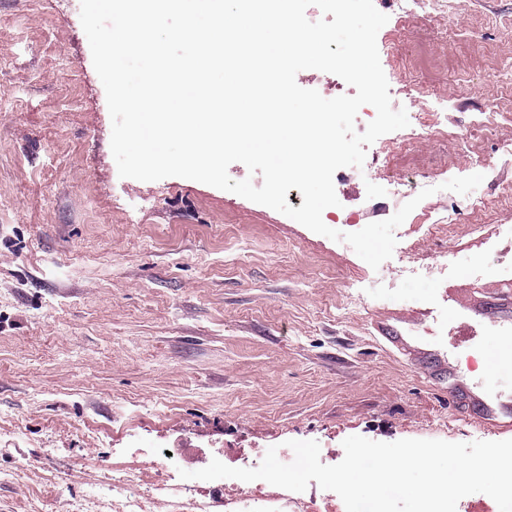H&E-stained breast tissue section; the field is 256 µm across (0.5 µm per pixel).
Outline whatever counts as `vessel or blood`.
<instances>
[{
    "label": "vessel or blood",
    "mask_w": 512,
    "mask_h": 512,
    "mask_svg": "<svg viewBox=\"0 0 512 512\" xmlns=\"http://www.w3.org/2000/svg\"><path fill=\"white\" fill-rule=\"evenodd\" d=\"M448 340L440 344L417 336L414 328L384 331L385 346L421 368L428 381L447 390L454 405L474 413L478 423L494 432H512V393L502 383L512 371V293L501 291L467 307L455 288L446 289ZM485 347V379L474 385L448 360L449 353L471 344Z\"/></svg>",
    "instance_id": "vessel-or-blood-1"
}]
</instances>
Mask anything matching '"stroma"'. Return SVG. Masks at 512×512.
Here are the masks:
<instances>
[{
    "label": "stroma",
    "instance_id": "1",
    "mask_svg": "<svg viewBox=\"0 0 512 512\" xmlns=\"http://www.w3.org/2000/svg\"><path fill=\"white\" fill-rule=\"evenodd\" d=\"M379 57L393 108L448 135L338 169L341 231L408 175L484 180L423 200L375 270L236 194L120 177L80 0H0V512H66L142 464L135 439L235 468L289 440H493L379 334L445 336L419 314L439 287L512 290V0H422ZM420 130H430L436 135H442L444 131L439 127L437 112H416L413 121L409 125V133L406 140L413 138Z\"/></svg>",
    "mask_w": 512,
    "mask_h": 512
}]
</instances>
